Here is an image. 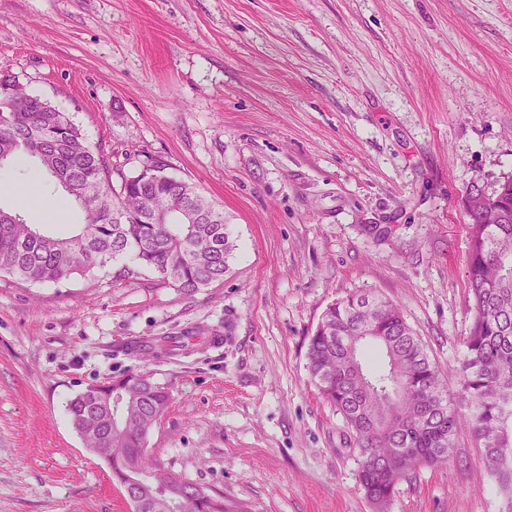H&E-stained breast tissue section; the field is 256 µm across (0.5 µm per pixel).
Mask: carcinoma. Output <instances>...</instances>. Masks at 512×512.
Instances as JSON below:
<instances>
[{
	"label": "carcinoma",
	"instance_id": "carcinoma-1",
	"mask_svg": "<svg viewBox=\"0 0 512 512\" xmlns=\"http://www.w3.org/2000/svg\"><path fill=\"white\" fill-rule=\"evenodd\" d=\"M33 161L54 190L75 203L83 222L63 237L0 208V276L27 282H61L124 257L119 275L141 269L192 293L224 279L235 245L224 212L191 184L165 173L156 161L112 185V166L94 150L67 113L26 93L9 74L0 76V169L19 156ZM128 214L116 221L114 210ZM491 209L497 224L485 223ZM199 214L194 224L184 213ZM167 223H154L155 216ZM470 228L467 281L470 324L448 393L438 367L392 302L351 294L330 304L309 337L307 365L320 395L354 439L359 482L385 512L397 485L424 466L448 462L453 439L468 425L482 464L501 492L512 497V179L488 203L465 209ZM122 415H112V396ZM169 402L165 391L138 374H123L79 392L68 403L74 427L91 446L112 449V475L135 479L137 512H244L179 476L161 472L146 437ZM465 407L466 414L458 411Z\"/></svg>",
	"mask_w": 512,
	"mask_h": 512
}]
</instances>
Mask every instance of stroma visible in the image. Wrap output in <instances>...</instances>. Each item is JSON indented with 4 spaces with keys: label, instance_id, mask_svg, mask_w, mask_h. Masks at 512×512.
Listing matches in <instances>:
<instances>
[{
    "label": "stroma",
    "instance_id": "35a3bbf8",
    "mask_svg": "<svg viewBox=\"0 0 512 512\" xmlns=\"http://www.w3.org/2000/svg\"><path fill=\"white\" fill-rule=\"evenodd\" d=\"M0 73L67 112L113 185L162 161L237 243L191 294L114 262L0 276V512H131L67 412L125 373L169 395L146 446L171 473L246 512H373L308 339L367 292L459 364L465 197L512 177V0H0ZM388 512L512 503L464 426Z\"/></svg>",
    "mask_w": 512,
    "mask_h": 512
}]
</instances>
